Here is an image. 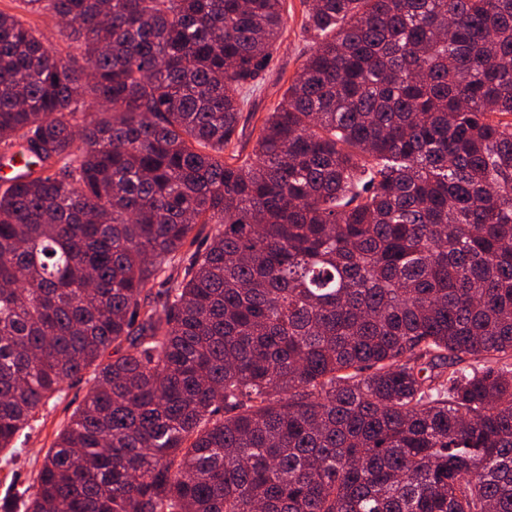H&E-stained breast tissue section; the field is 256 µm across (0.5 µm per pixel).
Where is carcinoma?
I'll return each instance as SVG.
<instances>
[{
    "mask_svg": "<svg viewBox=\"0 0 512 512\" xmlns=\"http://www.w3.org/2000/svg\"><path fill=\"white\" fill-rule=\"evenodd\" d=\"M20 2L0 452L93 370L26 512H512V0H310L242 164L283 0ZM285 26L269 65L262 72L254 91L247 93L239 125L236 150L242 158L249 156L263 118L273 112L288 88L289 81L301 63L309 56L317 40L304 27L306 7L302 0H284ZM22 17L25 21L31 23L33 26L39 27L40 29L47 32L49 35H52V42L54 50L62 53L64 56L68 51L67 44L64 41L63 37L58 34V22L57 20L45 14H35V13H26L22 12Z\"/></svg>",
    "mask_w": 512,
    "mask_h": 512,
    "instance_id": "1",
    "label": "carcinoma"
}]
</instances>
